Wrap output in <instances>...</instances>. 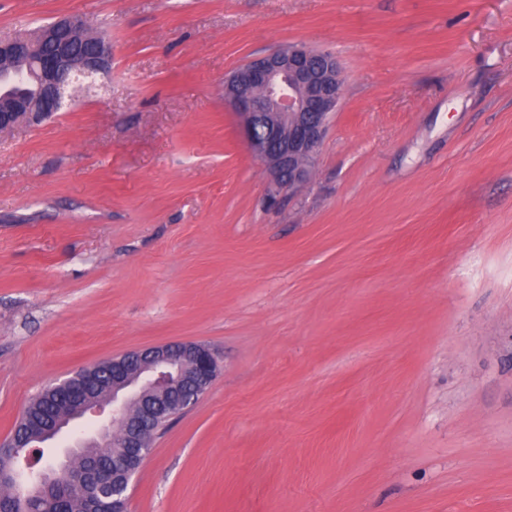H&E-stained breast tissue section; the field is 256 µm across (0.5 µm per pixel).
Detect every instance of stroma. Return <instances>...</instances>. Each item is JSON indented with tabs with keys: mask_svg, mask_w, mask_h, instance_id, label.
I'll use <instances>...</instances> for the list:
<instances>
[{
	"mask_svg": "<svg viewBox=\"0 0 512 512\" xmlns=\"http://www.w3.org/2000/svg\"><path fill=\"white\" fill-rule=\"evenodd\" d=\"M66 16L112 68L0 134V440L195 342L129 512H512V0H0V37ZM293 44L345 87L272 208L224 80ZM58 405L56 392L45 390L26 406L16 427V435L20 442H24V446L39 442L42 426L60 407Z\"/></svg>",
	"mask_w": 512,
	"mask_h": 512,
	"instance_id": "obj_1",
	"label": "stroma"
}]
</instances>
